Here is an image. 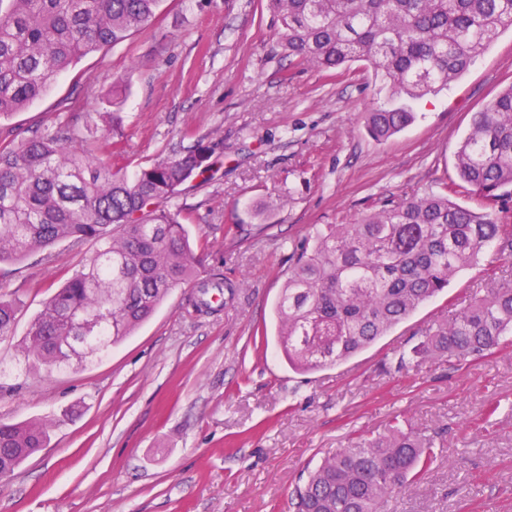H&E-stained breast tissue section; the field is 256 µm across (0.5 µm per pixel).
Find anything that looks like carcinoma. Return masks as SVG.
Wrapping results in <instances>:
<instances>
[{
    "label": "carcinoma",
    "mask_w": 512,
    "mask_h": 512,
    "mask_svg": "<svg viewBox=\"0 0 512 512\" xmlns=\"http://www.w3.org/2000/svg\"><path fill=\"white\" fill-rule=\"evenodd\" d=\"M166 0H0V120L27 107L84 56L150 29ZM280 47L300 64L344 70L368 63L387 103L366 116L385 140L415 119L413 102L464 73L505 31L512 0H270ZM101 124L60 128L0 147V263L19 262L62 241L99 248L43 305L23 341L25 358L52 372L120 344L169 292L197 281L203 259L169 204L224 143L200 142L132 175L97 158L118 153V104ZM460 179L490 201L512 188V85L481 112L456 155ZM498 241L512 252V225L427 192L328 224L293 252L275 312L288 365L313 372L370 347ZM235 297L221 273L199 283ZM96 322L84 353L65 349L76 319ZM15 306L0 299V334ZM512 336V279L492 272L479 294L399 358L461 362ZM40 422L0 421V475L47 444ZM434 439L395 423L350 439L308 472L293 512H383L436 460Z\"/></svg>",
    "instance_id": "cac0c4a2"
}]
</instances>
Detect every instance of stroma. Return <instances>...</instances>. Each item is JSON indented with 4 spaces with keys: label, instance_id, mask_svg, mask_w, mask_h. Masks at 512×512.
<instances>
[{
    "label": "stroma",
    "instance_id": "stroma-1",
    "mask_svg": "<svg viewBox=\"0 0 512 512\" xmlns=\"http://www.w3.org/2000/svg\"><path fill=\"white\" fill-rule=\"evenodd\" d=\"M278 27L266 0H167L152 29L86 55L0 121L2 144L72 115L85 125L109 111L120 78L125 139L113 164L131 173L223 140L213 177L188 182L171 209L188 216L191 244L207 255L202 277L220 271L240 285L210 310L195 285L172 289L110 353L48 374L25 362L21 341L94 247L63 242L0 264V298L17 303L0 336V419L53 424L46 448L0 481V512H289L308 466L395 421L436 435L440 448L387 512H512V344L398 367L492 265H512L497 247L331 368H290L275 314L290 255L323 225L447 187L457 203L512 225V197L488 201L456 169L474 113L512 84V34L377 141L365 129L384 102L372 68L334 75L290 64Z\"/></svg>",
    "mask_w": 512,
    "mask_h": 512
}]
</instances>
